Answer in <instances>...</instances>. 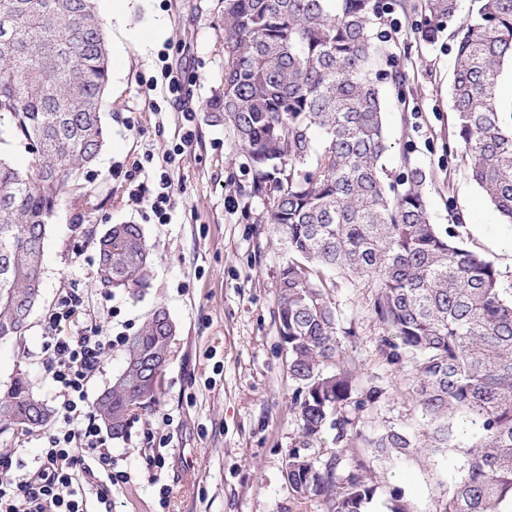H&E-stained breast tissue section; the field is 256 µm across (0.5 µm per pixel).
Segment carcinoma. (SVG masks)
Wrapping results in <instances>:
<instances>
[{"instance_id":"carcinoma-1","label":"carcinoma","mask_w":512,"mask_h":512,"mask_svg":"<svg viewBox=\"0 0 512 512\" xmlns=\"http://www.w3.org/2000/svg\"><path fill=\"white\" fill-rule=\"evenodd\" d=\"M224 113L254 168L253 193L292 255L281 269L277 315L289 369L305 388L296 405L301 448H315L336 415V455L288 451L285 479L296 495L321 497L329 512H367L376 488L365 463L337 474L360 445L372 457L456 452L457 480L439 512L512 509V292L494 265L432 223L426 172L406 165L385 185L388 150L379 56L370 28L376 0H223ZM462 0H424L431 39ZM457 31L454 133L470 176L512 223V114L498 111L500 65L512 59V0H470ZM110 77L105 24L96 0H0V135L21 140L32 161L0 152V340L19 336L38 302L41 257L54 209L107 142L101 119ZM105 289L144 288L149 249L137 224L98 238ZM347 271L377 288L373 312L389 364L410 353V387L425 427L367 434L343 415L353 359L313 267ZM176 327L155 310L130 338L125 366L93 411L114 440L155 401ZM330 366L336 372L328 373ZM50 410L21 373L0 388V423L30 431Z\"/></svg>"}]
</instances>
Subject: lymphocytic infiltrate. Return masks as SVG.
I'll list each match as a JSON object with an SVG mask.
<instances>
[{
  "label": "lymphocytic infiltrate",
  "instance_id": "1",
  "mask_svg": "<svg viewBox=\"0 0 512 512\" xmlns=\"http://www.w3.org/2000/svg\"><path fill=\"white\" fill-rule=\"evenodd\" d=\"M77 307L66 296L48 315L53 337L45 368L61 398L63 424L39 448L36 468L22 475L14 474L12 455H0V512H112V488L128 477L112 468L88 393L107 352L127 338L80 324Z\"/></svg>",
  "mask_w": 512,
  "mask_h": 512
}]
</instances>
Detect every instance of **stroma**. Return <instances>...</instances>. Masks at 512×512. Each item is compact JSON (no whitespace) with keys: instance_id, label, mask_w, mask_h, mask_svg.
Here are the masks:
<instances>
[{"instance_id":"1","label":"stroma","mask_w":512,"mask_h":512,"mask_svg":"<svg viewBox=\"0 0 512 512\" xmlns=\"http://www.w3.org/2000/svg\"><path fill=\"white\" fill-rule=\"evenodd\" d=\"M411 2L405 11L380 0L371 29L389 144L382 178L394 181L408 162L425 169L433 224L456 227L460 242L491 261L502 286L512 288V256L495 247L496 239L512 236V224L492 211L454 142L457 25L426 39L420 0ZM97 6L111 58L102 113L109 137L80 178V197L50 220L41 297L24 336L0 341V386L24 373L55 407L56 387L42 365L45 316L66 294L77 295L93 321L114 334L134 335L151 312L165 309L177 335L160 393L127 440L109 443L115 466L131 476L112 489L115 512H328L321 498L292 493L283 476L289 449L300 445L294 401L302 396L278 330L277 284L288 250L268 222L266 201L253 193L254 170L231 127L207 108L224 89L221 0H130L118 19L112 0ZM166 62L181 72L187 112L153 106L161 94L151 83ZM398 71L404 82L393 81ZM188 130L190 147L174 154ZM163 174L173 190L167 224L146 201ZM111 224L141 226L151 253L147 287H97L95 242ZM320 278L356 366L345 415L366 432L421 430L409 393L414 363L405 357L387 364L370 282L326 269ZM372 389L380 391L378 401L358 408L357 399ZM58 425L53 416L27 434L0 429V454L33 465ZM161 444L168 455L160 481L170 488L164 508L146 469ZM365 476L377 489L369 512H382L394 498L409 512H435L457 471L446 455H419L380 458L367 464Z\"/></svg>"}]
</instances>
